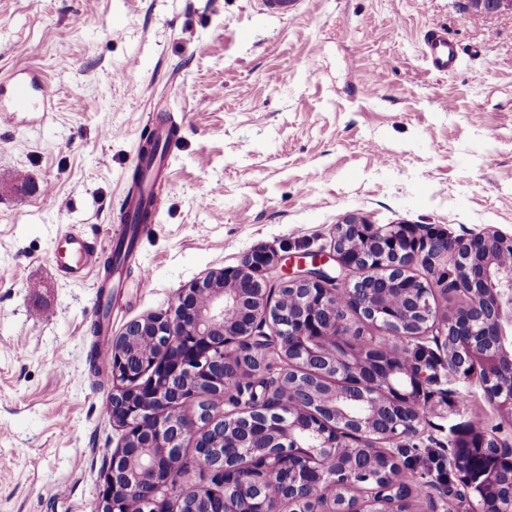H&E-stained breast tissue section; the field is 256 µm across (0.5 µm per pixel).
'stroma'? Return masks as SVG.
Wrapping results in <instances>:
<instances>
[{"label": "stroma", "mask_w": 512, "mask_h": 512, "mask_svg": "<svg viewBox=\"0 0 512 512\" xmlns=\"http://www.w3.org/2000/svg\"><path fill=\"white\" fill-rule=\"evenodd\" d=\"M433 23L456 71L423 59ZM306 56L317 67H290ZM20 72L49 109L0 122V512H96L122 435L104 411L112 382L88 362L100 296L110 338L253 250L329 245L349 217L512 236V14L461 0H304L288 19L254 0H0V82ZM154 118L174 144L118 285L100 266L59 276L61 229L97 238L102 258L123 237ZM450 388L431 387L425 431L405 442L430 483L451 432L477 420L512 438L478 385Z\"/></svg>", "instance_id": "obj_1"}]
</instances>
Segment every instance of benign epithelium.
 Masks as SVG:
<instances>
[{
  "mask_svg": "<svg viewBox=\"0 0 512 512\" xmlns=\"http://www.w3.org/2000/svg\"><path fill=\"white\" fill-rule=\"evenodd\" d=\"M466 4L512 13V0ZM510 251L512 237L493 228L466 239L425 240L416 225L346 219L336 225L329 251L311 254L309 266L300 260L291 272L278 255L254 251L237 268L183 289L168 312L128 322L112 339L108 360L107 407L124 434L98 512H126L132 496L145 512H169L173 489L189 473L174 476L168 461L190 439L211 458L214 483L186 484L177 500L192 505L188 512L200 502L202 512H303L366 474L378 456L387 461L385 472L362 488L363 507L348 512H410L414 490L402 478L399 443L420 434L426 385L475 381L512 419V263L503 261ZM330 261L334 276L324 270ZM415 265L426 270V280L410 275ZM356 271L361 277L350 280ZM437 290L462 293L453 318L440 317ZM368 325L401 342L432 338L445 373L424 360L397 361L373 381H359L371 360L341 346ZM142 337L154 342V354L141 352ZM271 356L282 365L275 378L265 374ZM244 369L251 371V389L264 390L255 400L228 409L226 398H215L191 420L174 410L198 404L205 389L223 390ZM356 434L372 452L341 457L338 449ZM124 448L141 454L139 468L119 466ZM226 448L249 449L250 463L229 459ZM489 456L512 461V442L478 424L453 438L448 464L458 474L453 495L460 512H512V467L489 469ZM424 498L429 512H438L448 490L431 487Z\"/></svg>",
  "mask_w": 512,
  "mask_h": 512,
  "instance_id": "7a95c632",
  "label": "benign epithelium"
}]
</instances>
